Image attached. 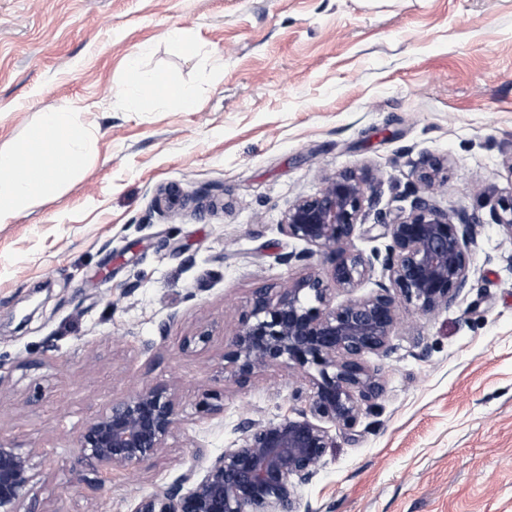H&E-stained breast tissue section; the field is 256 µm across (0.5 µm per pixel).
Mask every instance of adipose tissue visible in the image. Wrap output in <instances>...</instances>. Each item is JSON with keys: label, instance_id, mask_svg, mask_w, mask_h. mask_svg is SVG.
<instances>
[{"label": "adipose tissue", "instance_id": "1", "mask_svg": "<svg viewBox=\"0 0 512 512\" xmlns=\"http://www.w3.org/2000/svg\"><path fill=\"white\" fill-rule=\"evenodd\" d=\"M92 147L82 111L43 113L22 141L0 152V223L56 193Z\"/></svg>", "mask_w": 512, "mask_h": 512}]
</instances>
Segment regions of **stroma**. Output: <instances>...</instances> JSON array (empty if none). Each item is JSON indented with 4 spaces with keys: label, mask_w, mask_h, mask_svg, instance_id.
<instances>
[{
    "label": "stroma",
    "mask_w": 512,
    "mask_h": 512,
    "mask_svg": "<svg viewBox=\"0 0 512 512\" xmlns=\"http://www.w3.org/2000/svg\"><path fill=\"white\" fill-rule=\"evenodd\" d=\"M134 55L161 97L137 111L121 93ZM76 108L92 153L0 223V436L35 449L45 512H131L194 446L216 456L242 420L296 416L309 374L242 388L223 370L255 288L304 272L278 260L302 248L285 212L363 168L396 210L427 156L448 164L439 204L483 219L472 286L367 355L384 393L355 434L329 425L297 496L303 512H512V235L490 217L512 194V0H0V149ZM162 185L176 213L157 208ZM153 385L176 393L179 424L92 496L68 462L79 427ZM214 389L223 412H199Z\"/></svg>",
    "instance_id": "35a3bbf8"
}]
</instances>
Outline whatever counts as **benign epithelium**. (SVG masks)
Returning a JSON list of instances; mask_svg holds the SVG:
<instances>
[{
	"label": "benign epithelium",
	"instance_id": "1",
	"mask_svg": "<svg viewBox=\"0 0 512 512\" xmlns=\"http://www.w3.org/2000/svg\"><path fill=\"white\" fill-rule=\"evenodd\" d=\"M444 164L426 158L416 170L423 191L407 194L409 207L395 214L377 212L388 243L369 254L348 248L366 209L373 207L380 181L347 169L324 178L320 190L288 207L282 232L306 248L278 256L308 272L288 283L277 299L272 286L256 289L251 310L224 346V370L245 387L258 373L286 364L295 371L313 368L308 409L298 417L240 423L241 436L211 456L197 446L192 465L175 482L140 498L131 512H300L296 489L310 482L332 447L325 421L352 431L363 408H371L384 385L380 369L365 361L386 357L403 312L433 315L448 308L470 285L472 246L482 220L476 213L442 209L437 189ZM158 202L173 210L182 194L173 186L158 189ZM495 224L512 235V195L501 197L491 212ZM333 257L329 276L316 260ZM381 279L364 296L354 295L375 270ZM346 298L336 301V291ZM223 396L211 392L200 402L209 414L224 411ZM179 423L175 394L145 386L108 400L84 422L75 438L70 466L76 480L101 495L112 493V471L158 455ZM35 451L0 435V512H38L33 495ZM204 475L197 477V468Z\"/></svg>",
	"mask_w": 512,
	"mask_h": 512
}]
</instances>
